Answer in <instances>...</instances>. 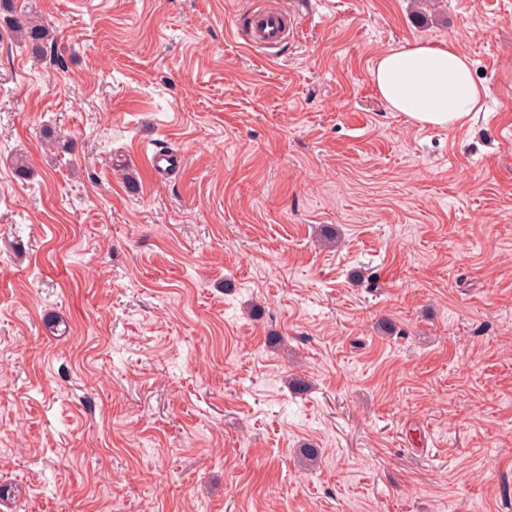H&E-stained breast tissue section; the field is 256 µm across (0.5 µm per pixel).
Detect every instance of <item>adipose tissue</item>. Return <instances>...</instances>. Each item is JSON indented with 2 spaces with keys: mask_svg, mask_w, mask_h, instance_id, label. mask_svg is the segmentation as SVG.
<instances>
[{
  "mask_svg": "<svg viewBox=\"0 0 512 512\" xmlns=\"http://www.w3.org/2000/svg\"><path fill=\"white\" fill-rule=\"evenodd\" d=\"M371 80L390 111L422 125L453 127L473 119L488 89L453 46L414 44L383 54Z\"/></svg>",
  "mask_w": 512,
  "mask_h": 512,
  "instance_id": "ef3b65f1",
  "label": "adipose tissue"
}]
</instances>
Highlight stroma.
<instances>
[{"label": "stroma", "instance_id": "1", "mask_svg": "<svg viewBox=\"0 0 512 512\" xmlns=\"http://www.w3.org/2000/svg\"><path fill=\"white\" fill-rule=\"evenodd\" d=\"M253 2L0 16V512H512V0H287L274 58ZM415 43L474 120L389 111ZM297 29L294 19L281 6L272 5L251 12L247 31L239 30V35L247 45L264 54L277 55L279 50L294 39ZM13 32L17 42L35 59L45 55L49 28L38 19L24 16L13 19ZM370 75L390 111L416 124L464 125L488 96V88L474 79L469 58L449 44L387 52Z\"/></svg>", "mask_w": 512, "mask_h": 512}]
</instances>
